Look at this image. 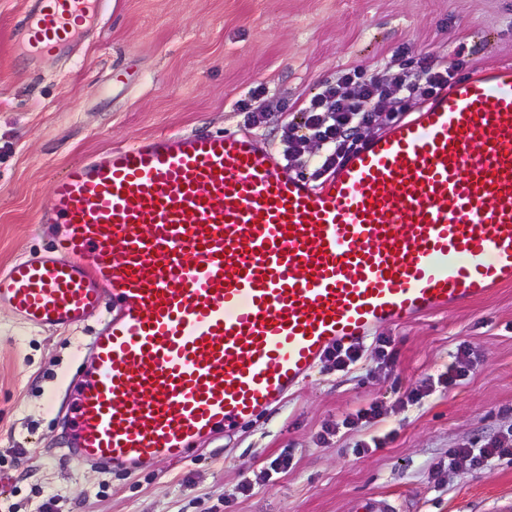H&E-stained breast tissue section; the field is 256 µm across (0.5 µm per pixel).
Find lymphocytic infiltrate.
<instances>
[{"label":"lymphocytic infiltrate","instance_id":"obj_1","mask_svg":"<svg viewBox=\"0 0 512 512\" xmlns=\"http://www.w3.org/2000/svg\"><path fill=\"white\" fill-rule=\"evenodd\" d=\"M458 71V66L424 57L393 58L365 72H341L302 108L301 126L285 131L289 171L300 174L309 169L317 179L330 175L360 146L362 127L388 129L406 112L448 88ZM311 140L319 144L320 155L310 154Z\"/></svg>","mask_w":512,"mask_h":512}]
</instances>
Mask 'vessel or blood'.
I'll return each instance as SVG.
<instances>
[{"mask_svg":"<svg viewBox=\"0 0 512 512\" xmlns=\"http://www.w3.org/2000/svg\"><path fill=\"white\" fill-rule=\"evenodd\" d=\"M106 0H28V66ZM48 251L0 270V305L96 325L65 390L68 458L182 459L282 402L334 346L512 284V65L458 78L320 184L246 133H164L68 165L36 215Z\"/></svg>","mask_w":512,"mask_h":512,"instance_id":"obj_1","label":"vessel or blood"}]
</instances>
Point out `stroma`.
<instances>
[{"label": "stroma", "mask_w": 512, "mask_h": 512, "mask_svg": "<svg viewBox=\"0 0 512 512\" xmlns=\"http://www.w3.org/2000/svg\"><path fill=\"white\" fill-rule=\"evenodd\" d=\"M24 11L25 0H0V268L51 246L54 225L35 217L52 180L102 149L250 130L278 155L285 127L344 70L401 53L463 59L471 71L512 64V0H112L93 34L33 70L11 41ZM258 87L278 110L250 129L240 105ZM90 331L23 327L0 306V512H353L369 493L398 512H496L512 501V459L479 468L448 458L512 431V285L379 327L355 365L320 361L257 421L132 474L64 455L58 398L88 357ZM383 339L395 352L386 362ZM462 345L474 364L446 385ZM372 402L379 418L338 428ZM360 442L369 452L355 453ZM284 452L288 471L265 478Z\"/></svg>", "instance_id": "obj_1"}]
</instances>
